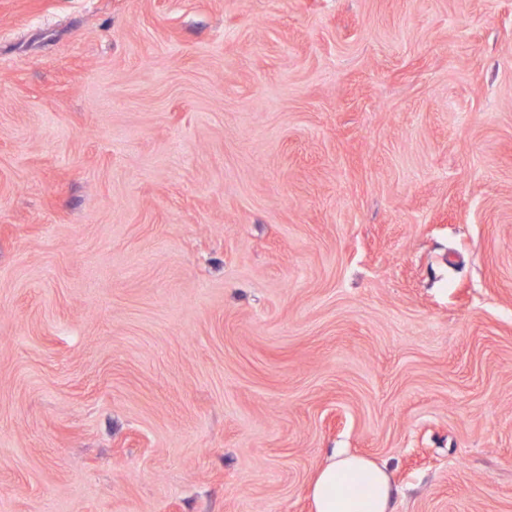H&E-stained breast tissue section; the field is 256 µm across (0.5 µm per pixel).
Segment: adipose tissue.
<instances>
[{"label":"adipose tissue","mask_w":512,"mask_h":512,"mask_svg":"<svg viewBox=\"0 0 512 512\" xmlns=\"http://www.w3.org/2000/svg\"><path fill=\"white\" fill-rule=\"evenodd\" d=\"M393 496L389 474L356 455L332 457L309 487L314 512H391Z\"/></svg>","instance_id":"ef3b65f1"}]
</instances>
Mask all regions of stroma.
I'll use <instances>...</instances> for the list:
<instances>
[{
    "label": "stroma",
    "instance_id": "1",
    "mask_svg": "<svg viewBox=\"0 0 512 512\" xmlns=\"http://www.w3.org/2000/svg\"><path fill=\"white\" fill-rule=\"evenodd\" d=\"M512 512V0H0V512ZM308 492L314 512H393L394 486L389 474L356 455L333 456Z\"/></svg>",
    "mask_w": 512,
    "mask_h": 512
}]
</instances>
